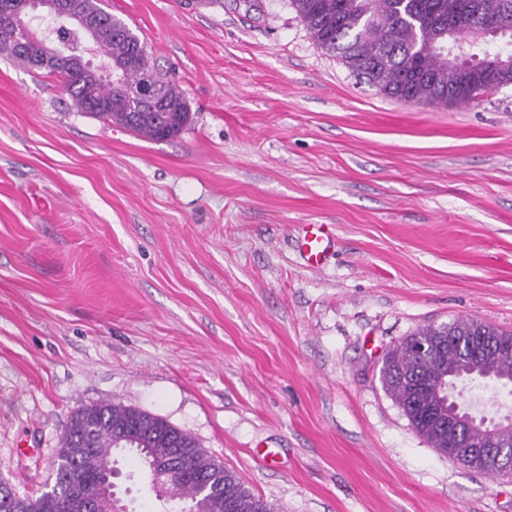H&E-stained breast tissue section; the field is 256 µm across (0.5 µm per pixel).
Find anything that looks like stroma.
<instances>
[{
	"mask_svg": "<svg viewBox=\"0 0 512 512\" xmlns=\"http://www.w3.org/2000/svg\"><path fill=\"white\" fill-rule=\"evenodd\" d=\"M102 4L192 120L141 138L0 52V479L39 496L73 413L110 401L285 512H512V475L442 456L380 379L419 328L512 331V85L387 97L291 0ZM303 224L336 236L322 269ZM448 334L446 336H455L458 339L462 338H468L469 336H472L475 332L478 330L484 329L485 333H489L490 335L500 333V334H506L510 333L512 335V332L499 330L497 328L491 327L489 325H485L478 322H469V321H454L452 323H448ZM484 330H481V333H484Z\"/></svg>",
	"mask_w": 512,
	"mask_h": 512,
	"instance_id": "obj_1",
	"label": "stroma"
}]
</instances>
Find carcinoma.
<instances>
[{"mask_svg": "<svg viewBox=\"0 0 512 512\" xmlns=\"http://www.w3.org/2000/svg\"><path fill=\"white\" fill-rule=\"evenodd\" d=\"M84 5L112 34L91 49V65L71 71L49 64L45 71L57 77L78 112L151 140L178 136L191 121L178 83L152 69L145 43L123 20L104 10L98 0H84ZM292 5L323 50L392 98L472 105L479 103L487 86L512 84V51L502 59L497 52L478 61L448 57L449 34L460 22L467 27L470 48L483 41L489 19L509 30L505 43L512 46V0H292ZM55 38L74 53L85 52L76 31L60 27ZM111 62L125 64L129 93L120 94L108 80L105 70ZM146 75L164 90V102L145 105L130 95ZM481 329L505 334L482 323L454 321L448 324V335L462 339ZM439 335L438 326L411 334L385 358L380 378L412 427L446 454L447 435L426 421L427 407L416 401L409 384L414 376L432 380L440 373V360H427L416 351L418 339L432 341ZM127 425L149 432L144 447L127 448L125 453L151 474L155 487L165 490L173 512H284L282 506L254 494L192 436L162 417L106 401L73 414L58 451L53 489L36 498L13 499L4 486L0 512H67L69 478L75 472L81 477V495L89 501L98 499L105 458L117 452L112 432ZM84 438L88 447H77ZM175 454L180 460L177 471L160 468Z\"/></svg>", "mask_w": 512, "mask_h": 512, "instance_id": "obj_1", "label": "carcinoma"}]
</instances>
